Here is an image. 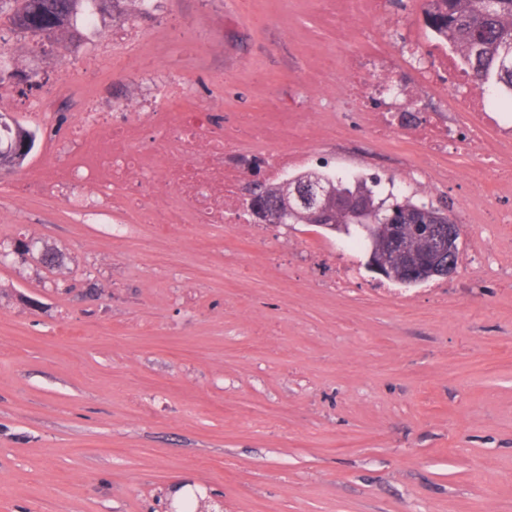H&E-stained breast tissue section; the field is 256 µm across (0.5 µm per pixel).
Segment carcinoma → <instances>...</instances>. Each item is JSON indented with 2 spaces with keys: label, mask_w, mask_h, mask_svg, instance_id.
<instances>
[{
  "label": "carcinoma",
  "mask_w": 512,
  "mask_h": 512,
  "mask_svg": "<svg viewBox=\"0 0 512 512\" xmlns=\"http://www.w3.org/2000/svg\"><path fill=\"white\" fill-rule=\"evenodd\" d=\"M11 4L7 19L23 32H42L71 40L81 38L80 26L88 12L102 13L107 6L117 9L135 0H0ZM428 29L448 40V45L466 72L484 82L492 99H512V0H429L424 8ZM332 196L326 198L320 215L288 209L285 186L257 185L255 211L268 224H319L328 233H345L363 242L365 225L380 224L383 215L394 216L397 224H419L424 230L454 223L448 208L410 196L377 194L378 182L364 178L320 175ZM422 274L414 279L392 282L410 287L435 278L422 254Z\"/></svg>",
  "instance_id": "1"
}]
</instances>
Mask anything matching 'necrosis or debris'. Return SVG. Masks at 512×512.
Segmentation results:
<instances>
[{
	"mask_svg": "<svg viewBox=\"0 0 512 512\" xmlns=\"http://www.w3.org/2000/svg\"><path fill=\"white\" fill-rule=\"evenodd\" d=\"M342 34L354 24L382 22L385 37L368 40L344 67L341 101L358 113L378 140L399 135L421 147L414 171L430 176L435 160L465 156L512 186V110L471 87L459 113L437 119L424 111L430 94H447V72L458 64L447 42L425 39L421 26L404 23L394 0H336ZM80 110L62 149L64 163L30 170L13 188L17 199L77 190L80 214L121 210L138 224H249L242 198L251 166L283 179L307 167H328L316 147L325 127L305 112H261L224 119L202 106L158 109L145 102L111 119L90 91H79Z\"/></svg>",
	"mask_w": 512,
	"mask_h": 512,
	"instance_id": "4bbe7bcc",
	"label": "necrosis or debris"
}]
</instances>
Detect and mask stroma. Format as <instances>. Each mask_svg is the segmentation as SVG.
<instances>
[{
    "label": "stroma",
    "mask_w": 512,
    "mask_h": 512,
    "mask_svg": "<svg viewBox=\"0 0 512 512\" xmlns=\"http://www.w3.org/2000/svg\"><path fill=\"white\" fill-rule=\"evenodd\" d=\"M80 41L21 37L0 18V100L35 130L0 174V512H168L174 488L224 512H512V235L462 228L457 271L384 291L362 251L311 224H185L113 235L66 198L19 202L45 160L29 103L62 68L113 112L179 81L185 108L308 112L354 174L421 150L377 146L328 94L355 45L333 0H158L103 13ZM135 29L142 66L102 63ZM33 243L18 254V241ZM54 252L55 266L41 261ZM352 262L356 288H331Z\"/></svg>",
    "instance_id": "obj_1"
}]
</instances>
